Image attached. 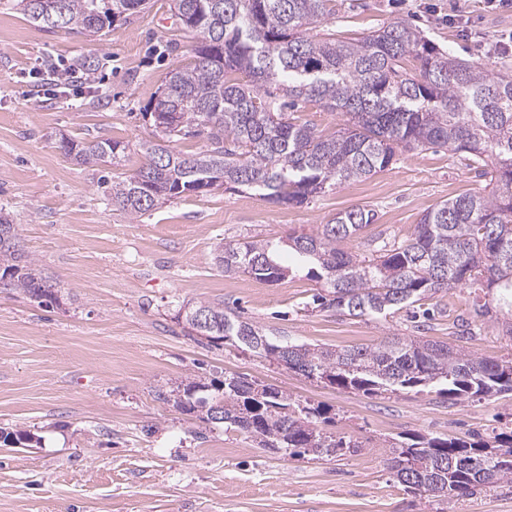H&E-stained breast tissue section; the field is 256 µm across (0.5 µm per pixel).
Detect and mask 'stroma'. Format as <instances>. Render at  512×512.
Here are the masks:
<instances>
[{
	"label": "stroma",
	"mask_w": 512,
	"mask_h": 512,
	"mask_svg": "<svg viewBox=\"0 0 512 512\" xmlns=\"http://www.w3.org/2000/svg\"><path fill=\"white\" fill-rule=\"evenodd\" d=\"M399 20L458 58L512 76V52L496 49L512 34V4L336 0L331 28L352 41ZM192 45L171 0H149L92 40L46 31L0 0V213L64 295L62 306L45 307L0 289V428L42 438L38 448L0 445V512H512V484L446 503L408 493L388 469L385 448L406 433L510 434L512 392L454 403L428 391L370 396L234 346L198 344L177 322L185 304L219 302L300 343L341 349L421 333L471 354L512 356L501 313L477 315L475 287L422 301L433 318L420 331L406 311L375 319L306 310L317 284L285 249L280 260L292 271L273 284L225 275L215 263L222 244L312 234L354 207L377 213L362 238L405 239L442 201L487 193L486 178L453 152L406 153L297 205L243 188L187 194L135 219L114 206L105 184L143 164L150 106L166 72L190 62ZM89 59L91 86L64 93L52 86L50 65ZM64 137L112 139L124 157L83 166L59 150ZM465 322L473 335L461 336ZM227 374L328 407L336 433L358 438L359 452L288 459L157 398L182 381Z\"/></svg>",
	"instance_id": "35a3bbf8"
}]
</instances>
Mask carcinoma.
<instances>
[{
  "label": "carcinoma",
  "mask_w": 512,
  "mask_h": 512,
  "mask_svg": "<svg viewBox=\"0 0 512 512\" xmlns=\"http://www.w3.org/2000/svg\"><path fill=\"white\" fill-rule=\"evenodd\" d=\"M48 31L93 36L138 12L146 0H17ZM332 0H172L195 37L193 60L172 69L150 107L157 139L141 144L144 164L114 181L109 197L139 217L185 194L246 188L280 205L301 204L347 181L385 170L405 152L451 149L488 178L486 195L461 194L426 211L401 243L378 235L369 254L342 248L375 222L352 208L313 235L288 237L322 283L314 308L339 316H387L461 285L485 289L480 308L512 313V79L471 65L395 21L361 41L336 38ZM414 62V73L406 63ZM306 103L342 114L323 135L288 112ZM205 149L185 154L181 140ZM65 154L87 167L124 152L116 141L66 140ZM0 288L40 305L61 302L58 284L0 216ZM269 240L226 243L215 260L226 274L276 283L289 273ZM219 321L224 343L243 347L308 379L365 394L437 388L448 400L512 392V358L477 357L423 336H391L374 347L336 350L298 343L244 321L224 304L198 302ZM158 399L203 422L235 428L264 451L290 459L352 455L360 443L327 433V410L300 403L245 375L191 381ZM223 404L219 417L211 414ZM390 470L410 493L454 500L512 483V434L489 443L417 435L386 441Z\"/></svg>",
  "instance_id": "carcinoma-1"
}]
</instances>
